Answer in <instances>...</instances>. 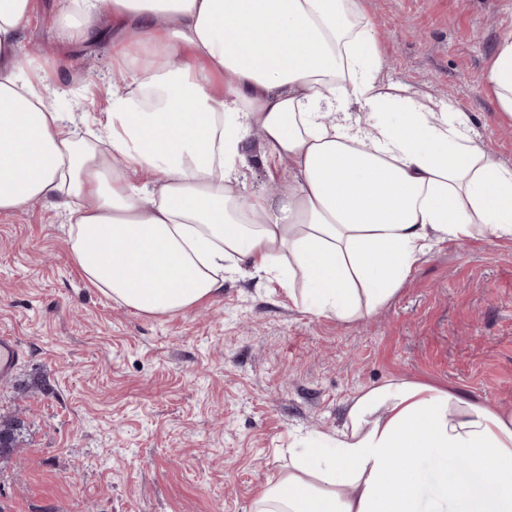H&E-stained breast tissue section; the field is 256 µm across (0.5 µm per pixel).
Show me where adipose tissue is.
Listing matches in <instances>:
<instances>
[{"instance_id": "1", "label": "adipose tissue", "mask_w": 512, "mask_h": 512, "mask_svg": "<svg viewBox=\"0 0 512 512\" xmlns=\"http://www.w3.org/2000/svg\"><path fill=\"white\" fill-rule=\"evenodd\" d=\"M31 0H0V215L62 211L84 278L148 316L184 312L226 277L286 281L297 307L375 314L435 245L512 240V168L467 113L384 91L362 0H65V38L118 34L101 133L76 136L38 65L22 64ZM485 80L512 121V31ZM288 161L274 194L245 188L243 144ZM441 512H512V411L390 379L356 391L335 435L293 454L253 512H421V467Z\"/></svg>"}]
</instances>
